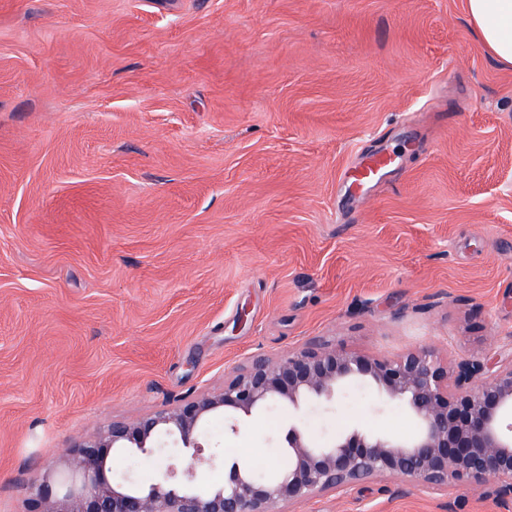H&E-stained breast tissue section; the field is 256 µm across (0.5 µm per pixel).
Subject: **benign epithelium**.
Returning a JSON list of instances; mask_svg holds the SVG:
<instances>
[{"mask_svg":"<svg viewBox=\"0 0 512 512\" xmlns=\"http://www.w3.org/2000/svg\"><path fill=\"white\" fill-rule=\"evenodd\" d=\"M357 385L399 405L415 433L352 427L317 442L301 426V410L331 412L340 393ZM273 403L293 411L284 434L285 466L264 472L226 461L224 482L200 488V471L219 466L205 452L201 425L222 415L224 428L236 435L243 418ZM169 443L178 453L151 485L129 475L113 480L112 453L152 456ZM70 456L82 483L68 473L59 477L67 486L59 495L48 477L34 481L27 512H277L280 503L297 505L381 479L440 492L473 485L511 500L512 351L448 365L427 346L381 359L313 339L278 358L252 356L216 392L177 399L134 421L116 420L75 444Z\"/></svg>","mask_w":512,"mask_h":512,"instance_id":"1","label":"benign epithelium"}]
</instances>
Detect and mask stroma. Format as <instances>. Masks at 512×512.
Returning a JSON list of instances; mask_svg holds the SVG:
<instances>
[{"label": "stroma", "instance_id": "obj_1", "mask_svg": "<svg viewBox=\"0 0 512 512\" xmlns=\"http://www.w3.org/2000/svg\"><path fill=\"white\" fill-rule=\"evenodd\" d=\"M314 337L512 346V67L465 0H0V512L75 441ZM375 403L354 388L306 424L411 433ZM287 422L203 432L267 464ZM294 512L512 501L371 481ZM392 163V158L387 154H376L373 155L362 164L359 168H356L353 173L348 177L350 181L349 187H361L365 183L369 182L374 178L381 170L385 169Z\"/></svg>", "mask_w": 512, "mask_h": 512}]
</instances>
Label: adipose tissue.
<instances>
[{"label": "adipose tissue", "mask_w": 512, "mask_h": 512, "mask_svg": "<svg viewBox=\"0 0 512 512\" xmlns=\"http://www.w3.org/2000/svg\"><path fill=\"white\" fill-rule=\"evenodd\" d=\"M466 12L484 47L512 65V0H466Z\"/></svg>", "instance_id": "ef3b65f1"}]
</instances>
